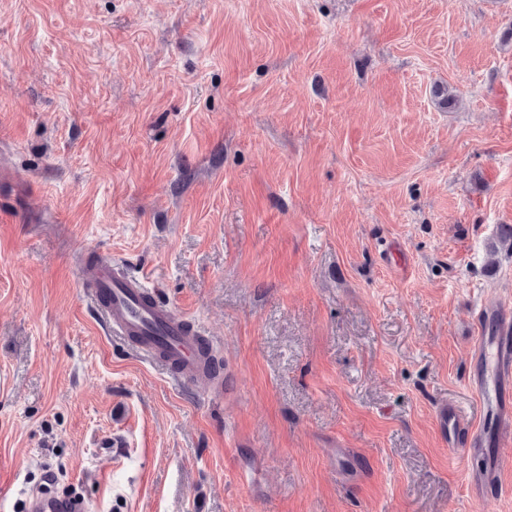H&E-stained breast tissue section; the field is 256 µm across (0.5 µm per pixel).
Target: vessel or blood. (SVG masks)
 <instances>
[{
	"label": "vessel or blood",
	"mask_w": 512,
	"mask_h": 512,
	"mask_svg": "<svg viewBox=\"0 0 512 512\" xmlns=\"http://www.w3.org/2000/svg\"><path fill=\"white\" fill-rule=\"evenodd\" d=\"M144 276L130 273L124 265L101 259L96 268L91 300L104 323L121 341L139 354L159 363L178 379H194L200 365L202 335L185 331L182 319L169 305L145 298ZM479 319L491 323L492 334H479L472 355L483 367L481 375L469 385L478 396L484 414L495 425L497 441H512V311L499 301H488L479 311ZM436 417L449 449H462L465 455L483 453L484 434L470 418L448 404H441ZM473 499L483 503L503 495H512V485L504 484L496 466L473 473ZM24 512H90L82 492L71 494L34 493L24 503Z\"/></svg>",
	"instance_id": "obj_1"
}]
</instances>
